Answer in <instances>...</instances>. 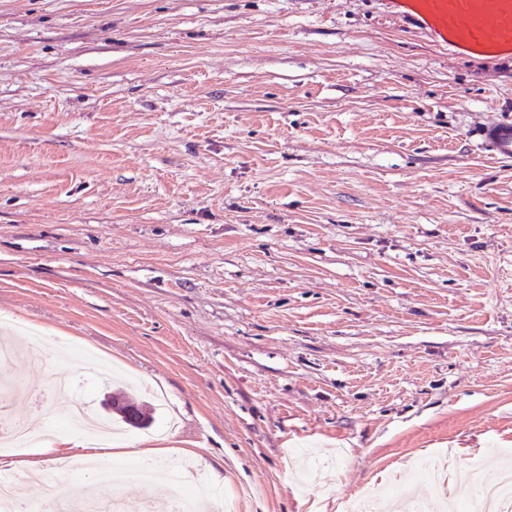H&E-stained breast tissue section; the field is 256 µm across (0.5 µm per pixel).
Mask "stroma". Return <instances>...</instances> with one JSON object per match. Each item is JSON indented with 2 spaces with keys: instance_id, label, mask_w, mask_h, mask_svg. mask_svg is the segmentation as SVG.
<instances>
[{
  "instance_id": "1",
  "label": "stroma",
  "mask_w": 512,
  "mask_h": 512,
  "mask_svg": "<svg viewBox=\"0 0 512 512\" xmlns=\"http://www.w3.org/2000/svg\"><path fill=\"white\" fill-rule=\"evenodd\" d=\"M512 55L385 0H0V336L165 392L240 512L512 465Z\"/></svg>"
}]
</instances>
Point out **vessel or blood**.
I'll use <instances>...</instances> for the list:
<instances>
[{"instance_id": "obj_1", "label": "vessel or blood", "mask_w": 512, "mask_h": 512, "mask_svg": "<svg viewBox=\"0 0 512 512\" xmlns=\"http://www.w3.org/2000/svg\"><path fill=\"white\" fill-rule=\"evenodd\" d=\"M389 6L448 50L512 53V0H389Z\"/></svg>"}]
</instances>
